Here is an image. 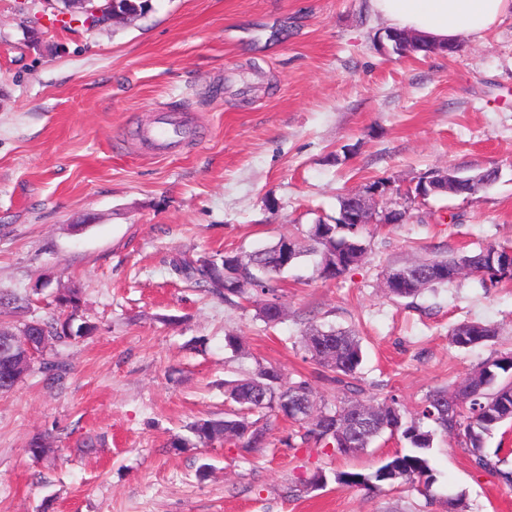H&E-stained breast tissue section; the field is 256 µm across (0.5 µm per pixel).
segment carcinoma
<instances>
[{
  "label": "carcinoma",
  "mask_w": 512,
  "mask_h": 512,
  "mask_svg": "<svg viewBox=\"0 0 512 512\" xmlns=\"http://www.w3.org/2000/svg\"><path fill=\"white\" fill-rule=\"evenodd\" d=\"M481 179L475 183L471 177L462 176L457 186V195H472L479 188L490 185L499 178V170L487 169L479 173ZM339 208L332 222L318 220L308 234V244L303 246L295 238H284L271 245L258 248L242 255L233 251L224 252V259H192L181 255L172 260L173 271L196 284L204 291L224 297L227 303L234 299H252L259 294L275 295L276 275L296 266L298 259L307 254L320 256L318 271L322 279L332 280L342 276L359 264L366 253L363 237L364 226L346 223V213L354 206L350 195L338 201ZM508 248L490 245L470 254L450 253L432 259L417 260L402 269L409 271V278L400 288L388 289L394 299H408L417 296L421 290L453 281L451 272L468 269L474 275L500 283L512 280L504 260L508 259ZM57 305L66 318L43 319L49 333L48 347L64 343L85 333L93 327L81 325L71 331V321L80 308V297L75 290L57 298ZM496 336V330L475 322L461 323L449 335L450 342L458 348L481 345ZM304 350L316 365L331 373L330 380L342 386L343 397L329 406L317 400L308 381L287 382L277 365L270 364L254 374L224 382L225 400L233 409L222 418H198L187 425L192 438H178L172 443L175 448L209 446L229 442L241 454H250L257 448H267L269 441V418L278 416L292 404L305 410H324L336 416V421L318 430L295 415L288 419L297 424L298 430L289 435L286 445H292L296 438L301 443H314L322 448L332 446L335 452L347 456L350 449L365 450L384 433L396 434L407 444L406 449L395 453L374 471H340L334 479L341 487H365L381 489L385 486H405L389 475L395 468L405 472L418 471L426 475L425 485H412L421 494L429 495L436 481L435 470L430 463V450L437 435L455 436L461 446L469 449L471 461L476 469L495 475L498 480L512 487V470L502 468L504 460L499 454L485 451L486 439L499 426L512 422V361L504 353L493 361H487L471 372L464 382L474 394L473 405L461 417L448 412V389L430 391L421 402L415 417L406 420L398 401L385 398L371 404L375 413L364 426H352L342 417L345 407L359 401L362 388L351 382L362 361L363 351L360 339L351 331L315 330L301 337ZM67 365L45 358L42 372L46 379L55 383L66 374Z\"/></svg>",
  "instance_id": "cac0c4a2"
}]
</instances>
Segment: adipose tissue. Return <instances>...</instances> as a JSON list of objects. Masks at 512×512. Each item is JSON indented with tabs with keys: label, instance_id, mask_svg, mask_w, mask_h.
<instances>
[{
	"label": "adipose tissue",
	"instance_id": "ef3b65f1",
	"mask_svg": "<svg viewBox=\"0 0 512 512\" xmlns=\"http://www.w3.org/2000/svg\"><path fill=\"white\" fill-rule=\"evenodd\" d=\"M370 8L391 28L445 46L463 36L482 39L512 13V0H370Z\"/></svg>",
	"mask_w": 512,
	"mask_h": 512
}]
</instances>
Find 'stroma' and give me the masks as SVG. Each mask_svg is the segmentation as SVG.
Returning a JSON list of instances; mask_svg holds the SVG:
<instances>
[{
    "instance_id": "stroma-1",
    "label": "stroma",
    "mask_w": 512,
    "mask_h": 512,
    "mask_svg": "<svg viewBox=\"0 0 512 512\" xmlns=\"http://www.w3.org/2000/svg\"><path fill=\"white\" fill-rule=\"evenodd\" d=\"M150 5L124 26L60 28L62 0H0V291L30 299L0 324L56 316L57 293L75 289L77 321L93 328L54 348L61 381L36 365L0 394V512H442L455 495L466 512H512V488L451 437L434 441L427 497L333 482L289 493L319 468L375 470L402 448L387 436L355 456L289 448L279 417L273 453L169 446L196 418L223 416L225 381L262 365L339 397L302 346L313 327L358 335L365 397L396 396L409 417L429 391L512 351V281L485 288L467 274L405 301L384 284L417 259L512 246V15L452 54L399 57L382 52L388 25L369 0ZM162 106L190 132L165 155L140 137ZM446 167L501 176L468 196H401ZM377 180L395 188L377 210L405 206L411 220L366 226V254L336 280L302 258L279 278L276 326L171 269L181 253L306 240L340 196ZM464 321L497 335L457 348L449 333ZM229 332L241 350L225 348ZM38 433L52 450L36 460L24 449Z\"/></svg>"
}]
</instances>
